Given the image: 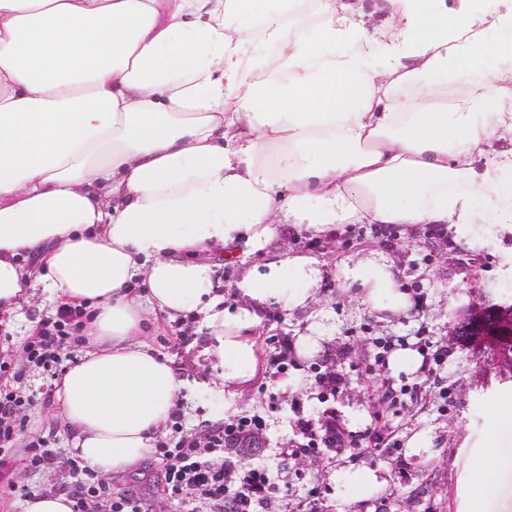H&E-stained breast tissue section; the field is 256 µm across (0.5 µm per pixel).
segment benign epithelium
Wrapping results in <instances>:
<instances>
[{
	"mask_svg": "<svg viewBox=\"0 0 512 512\" xmlns=\"http://www.w3.org/2000/svg\"><path fill=\"white\" fill-rule=\"evenodd\" d=\"M453 335L467 346L491 348L496 361L512 373V351L498 346L512 339V312L486 302L471 305L459 318Z\"/></svg>",
	"mask_w": 512,
	"mask_h": 512,
	"instance_id": "obj_1",
	"label": "benign epithelium"
}]
</instances>
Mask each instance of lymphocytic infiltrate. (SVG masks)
<instances>
[{
  "label": "lymphocytic infiltrate",
  "mask_w": 512,
  "mask_h": 512,
  "mask_svg": "<svg viewBox=\"0 0 512 512\" xmlns=\"http://www.w3.org/2000/svg\"><path fill=\"white\" fill-rule=\"evenodd\" d=\"M82 317L81 309L65 308L56 319L41 322L25 344L27 362L48 371L59 368L64 349L79 339ZM23 377V369H15L13 385H0V447L4 450L24 427L16 413L29 399L15 388ZM265 428L262 417L243 416L225 421L223 426L210 429L201 438H182L171 446L160 445L157 453L163 461V481L169 496L183 499L202 495L211 505L210 512H253L254 506L262 504L271 491L269 469L259 464L250 465L239 481L234 482L215 459L230 446L247 455L259 454L264 445ZM302 430L305 447L311 451L347 448L357 456L370 452L369 446L347 434L333 415L318 426L313 421H304ZM74 470L80 480L71 495L73 512H88L90 502L99 500L106 503L109 512H146L141 499L130 491L107 487L89 465L78 461Z\"/></svg>",
  "instance_id": "1"
}]
</instances>
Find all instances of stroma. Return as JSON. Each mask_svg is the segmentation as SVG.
Returning a JSON list of instances; mask_svg holds the SVG:
<instances>
[{"label":"stroma","instance_id":"35a3bbf8","mask_svg":"<svg viewBox=\"0 0 512 512\" xmlns=\"http://www.w3.org/2000/svg\"><path fill=\"white\" fill-rule=\"evenodd\" d=\"M482 249H468L450 234L436 235L423 226L357 224L334 238H309L282 232L272 245L276 251H302L324 264L318 307L327 313L329 337L310 357L289 352L284 374L268 365L280 340H293L308 323V311L286 312L270 307L257 338L260 370L251 380L235 412L224 409V395L209 380L211 362L205 353L209 339L191 318L149 317L143 335L150 349L167 356L187 383L180 408V431L166 429L162 442L176 435L200 436L230 416L258 415L266 422L267 445L257 460L268 466L275 491L264 512H468L473 493L471 468L482 462L486 440L498 434L503 455H512V432L498 433L494 403L512 399V380L501 381L500 368L489 351L459 344L451 331L465 306L478 298L512 304V226L483 224ZM378 259L391 264L401 287L413 301L406 315L388 321L362 304L355 290L346 288L345 265ZM56 306L34 292L21 311L0 315V363L18 367L23 346L40 321L54 317ZM429 337L446 350L445 364L431 375L394 373L377 366L382 341L392 346ZM342 375L345 386L324 399L316 372ZM292 382L291 391L280 388ZM48 373L27 369L23 385L32 396L24 411L25 424L9 452L11 479L31 492L71 491L77 480L70 435L58 419L55 399L42 393ZM339 417L345 430L362 432L379 422L384 439L375 453L353 457L346 448H324L296 455L303 436L299 419ZM427 431L434 454L418 461L407 453L408 437ZM37 438L55 453L52 466L31 469L27 447ZM380 468L390 480L376 497L351 502L337 497L331 476L349 467ZM162 463L151 457L125 473L107 475L112 488L126 489L144 499L149 512H208L203 498L184 505L170 499L161 483Z\"/></svg>","mask_w":512,"mask_h":512}]
</instances>
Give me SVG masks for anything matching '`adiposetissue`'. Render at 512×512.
Segmentation results:
<instances>
[{"instance_id": "ef3b65f1", "label": "adipose tissue", "mask_w": 512, "mask_h": 512, "mask_svg": "<svg viewBox=\"0 0 512 512\" xmlns=\"http://www.w3.org/2000/svg\"><path fill=\"white\" fill-rule=\"evenodd\" d=\"M473 0H0V313L29 289L88 306L98 351L56 387L75 455L108 475L149 457L184 382L145 312L193 310L235 407L271 306L314 307L321 261L274 253L280 227L512 223V67ZM266 258L251 264L253 255ZM235 262L233 303L214 256ZM379 316L412 304L389 264L345 266ZM142 279L145 299L131 293ZM512 458L489 448L471 512ZM386 471L334 474L365 501Z\"/></svg>"}]
</instances>
